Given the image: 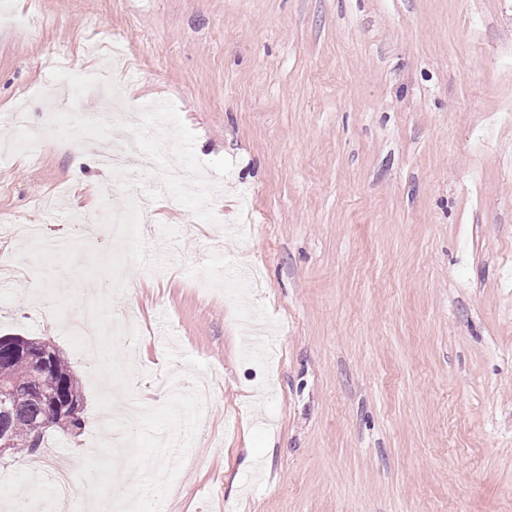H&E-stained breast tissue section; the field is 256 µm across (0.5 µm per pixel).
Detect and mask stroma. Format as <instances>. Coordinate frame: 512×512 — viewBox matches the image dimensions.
<instances>
[{
    "instance_id": "1",
    "label": "stroma",
    "mask_w": 512,
    "mask_h": 512,
    "mask_svg": "<svg viewBox=\"0 0 512 512\" xmlns=\"http://www.w3.org/2000/svg\"><path fill=\"white\" fill-rule=\"evenodd\" d=\"M1 7L40 22L0 26V145L20 106L41 144L36 161L0 156V223L37 227L0 236V336L63 352L85 425L0 460V512H55L57 471L74 512L129 474L135 508L116 512H512V0ZM102 53L129 102L177 113L126 159L123 187L95 151L135 130L72 139L44 104L54 86L98 111L81 77ZM78 146L93 158L76 168ZM194 161L214 212L150 196L128 253L112 206L152 164ZM124 286L116 378L67 320L81 292ZM115 432L139 440L117 470ZM187 455L206 466L186 474Z\"/></svg>"
}]
</instances>
